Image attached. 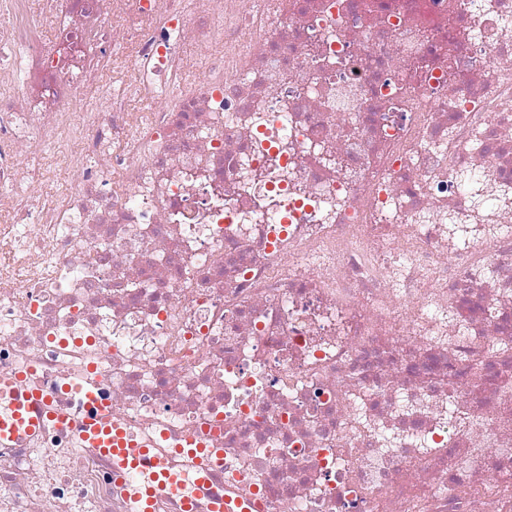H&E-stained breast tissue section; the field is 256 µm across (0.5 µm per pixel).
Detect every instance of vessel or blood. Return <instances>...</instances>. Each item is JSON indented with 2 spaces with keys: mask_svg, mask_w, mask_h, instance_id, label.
<instances>
[{
  "mask_svg": "<svg viewBox=\"0 0 512 512\" xmlns=\"http://www.w3.org/2000/svg\"><path fill=\"white\" fill-rule=\"evenodd\" d=\"M80 394L85 410L74 419L52 409L49 397L42 391L24 389L14 379L0 378V395L8 399L11 407L10 413L0 418V445L17 442L49 424L60 431H76L89 447L111 458L116 472L153 470L152 484L131 488L134 512H153L154 500L161 493L178 497L180 512H197L196 500L179 494L183 474L167 467L152 448L131 440L118 424L113 423L109 404L95 388H82ZM215 480L216 474L210 466L194 471L198 489L209 495V512H224L223 494L212 490Z\"/></svg>",
  "mask_w": 512,
  "mask_h": 512,
  "instance_id": "1",
  "label": "vessel or blood"
}]
</instances>
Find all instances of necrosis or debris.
Masks as SVG:
<instances>
[{
	"label": "necrosis or debris",
	"instance_id": "necrosis-or-debris-1",
	"mask_svg": "<svg viewBox=\"0 0 512 512\" xmlns=\"http://www.w3.org/2000/svg\"><path fill=\"white\" fill-rule=\"evenodd\" d=\"M13 376L249 512H512V0H0ZM148 478L49 426L0 512Z\"/></svg>",
	"mask_w": 512,
	"mask_h": 512
}]
</instances>
